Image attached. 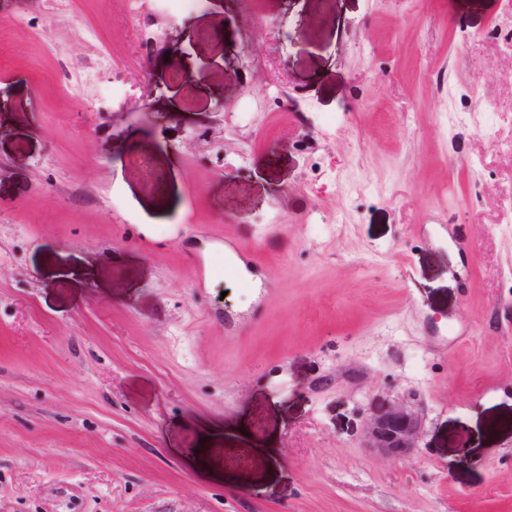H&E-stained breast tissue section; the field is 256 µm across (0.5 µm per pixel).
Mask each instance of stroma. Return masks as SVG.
<instances>
[{
	"label": "stroma",
	"instance_id": "stroma-1",
	"mask_svg": "<svg viewBox=\"0 0 512 512\" xmlns=\"http://www.w3.org/2000/svg\"><path fill=\"white\" fill-rule=\"evenodd\" d=\"M494 26L0 0V512H512ZM376 400L421 414L412 461L361 448Z\"/></svg>",
	"mask_w": 512,
	"mask_h": 512
}]
</instances>
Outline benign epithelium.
I'll list each match as a JSON object with an SVG mask.
<instances>
[{
    "label": "benign epithelium",
    "mask_w": 512,
    "mask_h": 512,
    "mask_svg": "<svg viewBox=\"0 0 512 512\" xmlns=\"http://www.w3.org/2000/svg\"><path fill=\"white\" fill-rule=\"evenodd\" d=\"M422 417L403 403L369 408L362 447L386 460L409 461L417 448Z\"/></svg>",
    "instance_id": "7a95c632"
}]
</instances>
